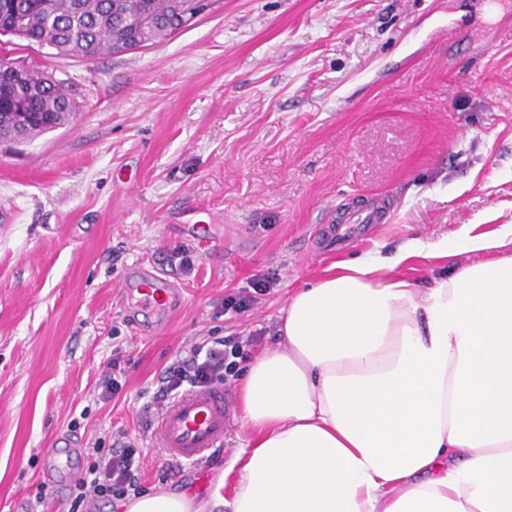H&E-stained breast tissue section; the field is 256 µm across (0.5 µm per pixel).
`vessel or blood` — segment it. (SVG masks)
Segmentation results:
<instances>
[{"mask_svg": "<svg viewBox=\"0 0 512 512\" xmlns=\"http://www.w3.org/2000/svg\"><path fill=\"white\" fill-rule=\"evenodd\" d=\"M389 208L385 198L372 203L349 207L336 214L340 224H380L386 221ZM124 304L164 317L183 302L181 288L152 266L135 265L119 284ZM233 420L228 394L223 386L189 391L167 403L158 413L153 429L156 447L172 459L194 463L209 458L223 449L224 438ZM78 449L65 454H52V470L58 471L61 482L68 483L79 474Z\"/></svg>", "mask_w": 512, "mask_h": 512, "instance_id": "obj_1", "label": "vessel or blood"}]
</instances>
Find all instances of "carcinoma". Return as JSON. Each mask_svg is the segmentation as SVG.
<instances>
[{"label": "carcinoma", "instance_id": "1", "mask_svg": "<svg viewBox=\"0 0 512 512\" xmlns=\"http://www.w3.org/2000/svg\"><path fill=\"white\" fill-rule=\"evenodd\" d=\"M186 0H0V25L15 24L23 39L59 55L95 59L129 46L147 47L181 30ZM32 122L18 128V103ZM76 101L61 82L45 84L44 74L27 66L21 77L0 72V138L29 142L65 125Z\"/></svg>", "mask_w": 512, "mask_h": 512}]
</instances>
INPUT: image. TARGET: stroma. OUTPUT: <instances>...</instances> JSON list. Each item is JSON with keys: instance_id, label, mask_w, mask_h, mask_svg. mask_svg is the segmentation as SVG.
Instances as JSON below:
<instances>
[{"instance_id": "35a3bbf8", "label": "stroma", "mask_w": 512, "mask_h": 512, "mask_svg": "<svg viewBox=\"0 0 512 512\" xmlns=\"http://www.w3.org/2000/svg\"><path fill=\"white\" fill-rule=\"evenodd\" d=\"M13 56L78 109L0 151V512H68L43 478L57 434L150 438L142 410L180 351L258 330L260 354L290 294L336 261L512 224V0H216L160 44ZM377 194L388 222L319 250L330 206ZM180 251L191 269L172 266ZM138 262L183 290L157 331L115 294ZM263 275L259 303L222 313ZM117 350L126 382L105 400ZM247 436L235 422L223 454L174 474L149 448L141 484L209 496Z\"/></svg>"}]
</instances>
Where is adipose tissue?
I'll return each instance as SVG.
<instances>
[{
  "mask_svg": "<svg viewBox=\"0 0 512 512\" xmlns=\"http://www.w3.org/2000/svg\"><path fill=\"white\" fill-rule=\"evenodd\" d=\"M471 255L425 288L395 270ZM249 364V438L207 501L124 512H512V224L334 263Z\"/></svg>",
  "mask_w": 512,
  "mask_h": 512,
  "instance_id": "adipose-tissue-1",
  "label": "adipose tissue"
}]
</instances>
